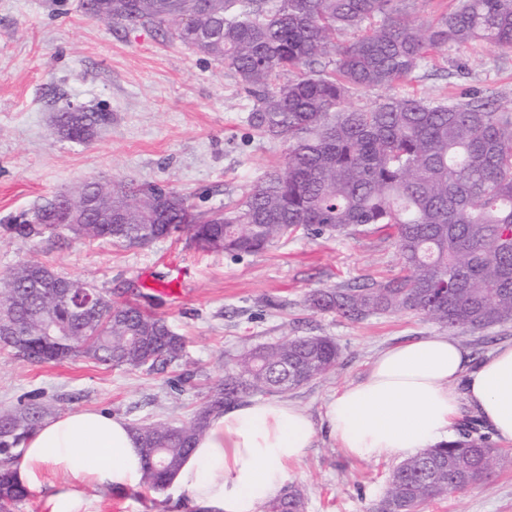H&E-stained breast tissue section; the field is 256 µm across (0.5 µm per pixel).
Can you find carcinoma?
Here are the masks:
<instances>
[{
  "mask_svg": "<svg viewBox=\"0 0 512 512\" xmlns=\"http://www.w3.org/2000/svg\"><path fill=\"white\" fill-rule=\"evenodd\" d=\"M107 2L88 0L85 14L127 29H163L231 70L254 101L249 124L286 145V154L283 165L249 184L238 205L207 215L163 182H87L85 192L112 194V211L123 221L87 224L84 237L142 246L187 232L208 248L243 256L297 233L337 237L370 227L393 240L401 275L318 290L309 297L312 309L351 321L410 312L448 331L512 323V110L479 97L346 105L352 90L411 77L432 49L477 40L512 49V0H459L453 12L426 22L403 13L404 0H204L202 11L198 0H131L116 17ZM366 23L356 40L336 41L337 32ZM322 59L334 68L315 69ZM292 70L300 74L288 77ZM110 120L109 112L67 107L55 126L87 144ZM56 199H44L10 230L26 239L72 237ZM67 281L39 261L0 278V323L14 328L0 335V350L29 363L83 356L148 370L183 358L186 339L164 317L127 302L85 312L79 294L56 288ZM339 357L324 336L284 335L240 352L190 424L133 426L144 456L141 483L165 489L213 413L247 397L284 395L335 370ZM43 416L34 397L0 414V512L28 496L13 449ZM500 458L488 437L463 432L397 466L370 512H423L437 498L488 480ZM263 512H305V502L290 488Z\"/></svg>",
  "mask_w": 512,
  "mask_h": 512,
  "instance_id": "carcinoma-1",
  "label": "carcinoma"
}]
</instances>
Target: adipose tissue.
Here are the masks:
<instances>
[{"label": "adipose tissue", "instance_id": "adipose-tissue-1", "mask_svg": "<svg viewBox=\"0 0 512 512\" xmlns=\"http://www.w3.org/2000/svg\"><path fill=\"white\" fill-rule=\"evenodd\" d=\"M494 438L512 443V343L471 358L445 336H422L376 354L366 376L328 401L330 436L351 456L413 455L447 440L463 408ZM315 436L310 417L285 399L244 400L211 415L170 486L202 512H260L287 482ZM20 481L40 487L44 469L121 493L138 485L140 444L121 417L75 410L42 422L22 446Z\"/></svg>", "mask_w": 512, "mask_h": 512}]
</instances>
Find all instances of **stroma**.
Listing matches in <instances>:
<instances>
[{
	"instance_id": "obj_1",
	"label": "stroma",
	"mask_w": 512,
	"mask_h": 512,
	"mask_svg": "<svg viewBox=\"0 0 512 512\" xmlns=\"http://www.w3.org/2000/svg\"><path fill=\"white\" fill-rule=\"evenodd\" d=\"M479 92L512 104V51L479 42L430 52L410 80L352 92L350 106L390 97L462 100ZM103 110L112 120L92 142L58 135L53 118L68 106ZM253 101L235 74L152 29L130 30L86 16L79 0H0V275L37 260L93 285L118 302L164 316L187 340L184 357L147 371L79 357L29 364L0 352V411L39 394L55 417L103 410L129 423H188L226 362L282 334L327 336L339 350L333 372L288 393L316 435L289 476L306 512H369L400 453L361 460L326 431L325 404L361 380L381 349L441 330L418 314H376L353 322L316 313L319 289L400 272L391 240L376 233L337 238L298 234L263 252L235 256L203 249L188 235L146 246L100 239L29 240L6 225L42 199L74 193L85 181H165L191 195L198 212L234 205L245 187L284 160L285 146L252 129ZM179 280L182 294L162 293ZM485 483L430 503L425 512H512V443ZM89 512H200L183 496L137 486L116 495L81 482Z\"/></svg>"
}]
</instances>
